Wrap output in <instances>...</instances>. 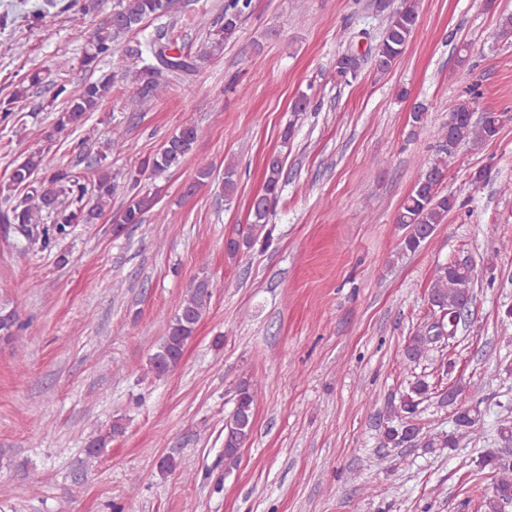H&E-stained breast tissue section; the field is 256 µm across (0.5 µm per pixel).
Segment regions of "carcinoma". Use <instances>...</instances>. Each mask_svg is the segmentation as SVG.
<instances>
[{
    "mask_svg": "<svg viewBox=\"0 0 512 512\" xmlns=\"http://www.w3.org/2000/svg\"><path fill=\"white\" fill-rule=\"evenodd\" d=\"M252 0H224V8L207 33V41L198 55L184 54L170 38V26H160L136 47L126 51L134 60V79L141 86V97L132 99L138 104L149 95L162 92L170 85L194 74L198 62L206 60L224 48L247 19ZM172 0H118L112 10V19L87 37L83 54L84 66L94 71L101 62H112L120 41L145 21L168 16ZM377 8L390 10L387 25L376 46L374 68L385 74L392 69L413 37L417 21V0H399L391 7V0H377ZM337 80L348 83L357 78L359 57L343 53L336 59ZM116 72L101 73L73 92L68 85L55 86L49 105L55 108L54 134L77 129L86 122L87 115L97 111L112 91ZM39 73L25 75L19 88L8 100L0 101V112L9 117L14 101L39 85ZM478 93L460 100L450 111L454 124L442 134L434 158L422 170L417 182L399 205L394 223L405 229L400 242L401 252L419 250L434 235L437 227L445 223L457 207V198L441 189L448 173V159L459 145L483 143L494 139L501 128L499 113L487 111L474 120ZM196 126L186 124L174 132L152 155L126 173V201L119 227L140 224L144 215L156 205L153 195L142 193L140 183L145 176L164 172L181 163L196 143ZM106 155L99 154L94 178L85 180L69 167L53 164L48 152L38 149L29 153L11 173L15 188L24 190L22 200L12 207L0 210V224L14 229L18 240L28 245L49 247L66 238L79 224H94L105 209L112 205L119 184L112 177L110 167L103 164ZM282 165L278 158L270 159L266 166V180L262 193L253 197L250 204L252 224L246 232L227 239L225 253L237 259L248 252L265 232L266 219L281 189ZM474 266L468 261H458L437 266L428 294L432 321L425 328L408 337L404 346V360L417 363L424 358L434 342L443 336L456 335L457 311L475 298L473 283ZM212 297L210 280L197 279L176 303L166 336L149 360V370L161 377L176 369L183 358L184 349L194 338L198 324L209 310ZM25 328L16 310L0 318V342L12 344L19 340L18 331ZM435 395V388L424 378H418L404 392L399 404L391 407L382 436L384 444L393 448L422 445L424 448H456L463 439L472 440L483 432L482 412L479 404L456 403V397L443 394L442 404H457L454 429L450 432L433 431L420 425V405ZM255 391L245 381L236 391L234 408L224 422V457L237 458L238 451L250 437L254 427ZM472 478L491 481V491L481 501L483 512H512V450L501 448L480 456Z\"/></svg>",
    "mask_w": 512,
    "mask_h": 512,
    "instance_id": "1",
    "label": "carcinoma"
}]
</instances>
